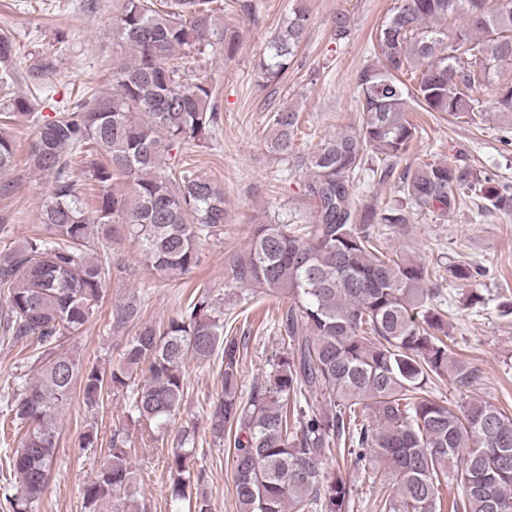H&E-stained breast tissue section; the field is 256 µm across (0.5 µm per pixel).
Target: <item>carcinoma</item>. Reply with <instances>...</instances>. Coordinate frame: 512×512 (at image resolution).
Wrapping results in <instances>:
<instances>
[{
  "label": "carcinoma",
  "instance_id": "obj_1",
  "mask_svg": "<svg viewBox=\"0 0 512 512\" xmlns=\"http://www.w3.org/2000/svg\"><path fill=\"white\" fill-rule=\"evenodd\" d=\"M121 0L112 14V93L59 108L48 119L15 96L0 109V174L11 169L10 126L34 125L29 161L52 178L40 207L45 232L0 251V341L23 344L42 362L33 381L15 382L0 412L26 428L4 460L8 512H40L55 463L59 416L80 387L86 405L103 392H123L137 419L168 429L185 390L184 368L221 355L222 396L206 430L232 449L237 512H347L349 481L328 472L345 453L353 471L393 482L384 512H441L439 487L461 496L450 512H512V416L489 401L454 408L427 398L434 377L459 388L479 369L448 344V322L432 303L437 270L419 256L383 251L380 224H408L415 211L448 216L472 199L512 212V190L481 169L451 162L419 165L399 175L403 197L358 204L355 189L370 171L396 172L419 127L414 108L464 122L482 114L477 93L492 88L496 121L512 122V0H401L372 42L376 63L360 74L357 124L299 157L309 178L312 215L303 224H255L245 253L224 277L241 287L288 299L276 319L281 348L261 382L242 396L240 343L224 335V313L206 288L184 302L166 327L142 320L141 304L115 306L109 326L138 329L112 368L85 363L64 349L103 300L112 267L97 256L93 233L110 239L123 227L145 266L181 279L198 267L199 241L224 233V192L194 170L169 164L173 150L197 147L220 122L213 85L190 75L191 58L215 46L232 56L238 32L221 26L216 0ZM310 13L295 0L258 63L263 83L278 82L307 35ZM42 57L26 67L34 84L52 73ZM13 43L0 34V85L13 83ZM272 152L287 156L298 113L273 114ZM374 165L368 166L369 159ZM98 188L95 209L76 192L70 168ZM125 179L127 188L113 182ZM485 268L448 264V279L473 283ZM147 374L143 384L134 373ZM197 426L174 438L166 460L174 512H216L202 489ZM109 459L83 488L89 512H144L135 497L132 449L114 430Z\"/></svg>",
  "mask_w": 512,
  "mask_h": 512
}]
</instances>
